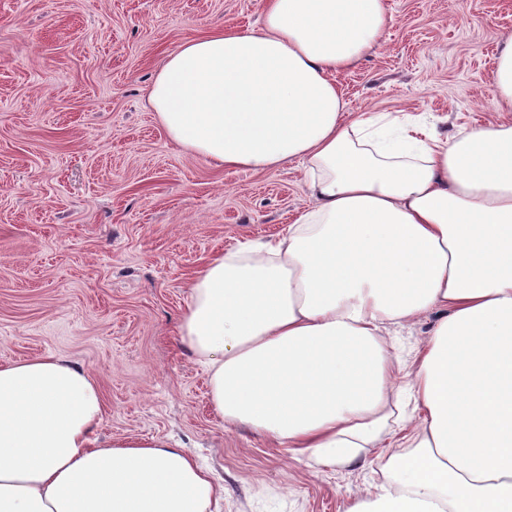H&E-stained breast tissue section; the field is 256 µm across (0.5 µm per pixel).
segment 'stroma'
<instances>
[{"instance_id": "1", "label": "stroma", "mask_w": 512, "mask_h": 512, "mask_svg": "<svg viewBox=\"0 0 512 512\" xmlns=\"http://www.w3.org/2000/svg\"><path fill=\"white\" fill-rule=\"evenodd\" d=\"M386 40L337 75L346 114L393 112L452 135L497 120L512 0H386ZM261 0H0V363L53 354L103 396L101 440L162 439L224 486L222 512H345L388 451L306 462L225 428L178 335L213 256L286 231L308 207L295 162L229 169L171 141L147 102L166 54L255 30Z\"/></svg>"}]
</instances>
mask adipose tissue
I'll use <instances>...</instances> for the list:
<instances>
[{"instance_id": "1", "label": "adipose tissue", "mask_w": 512, "mask_h": 512, "mask_svg": "<svg viewBox=\"0 0 512 512\" xmlns=\"http://www.w3.org/2000/svg\"><path fill=\"white\" fill-rule=\"evenodd\" d=\"M391 22L385 0H265L261 30L166 55L148 101L169 138L227 167L298 162L311 200L197 273L179 336L225 427L336 466L389 436L391 328L438 313L399 450L346 512H512V37L492 73L503 119L448 137L345 116L336 76ZM103 410L63 358L0 363V512H219L189 451L99 441Z\"/></svg>"}]
</instances>
